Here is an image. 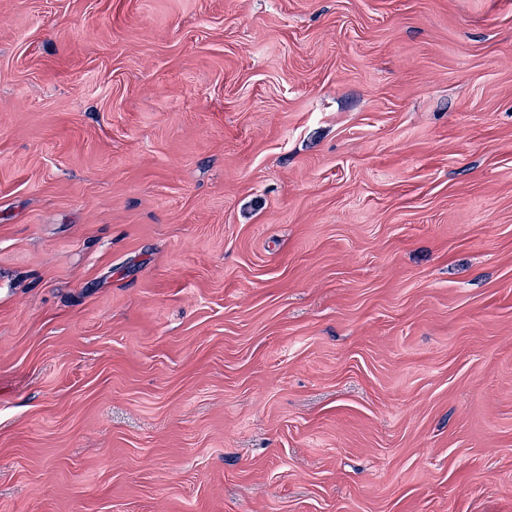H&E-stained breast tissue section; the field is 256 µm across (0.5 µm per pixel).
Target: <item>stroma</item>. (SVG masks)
<instances>
[{
  "mask_svg": "<svg viewBox=\"0 0 512 512\" xmlns=\"http://www.w3.org/2000/svg\"><path fill=\"white\" fill-rule=\"evenodd\" d=\"M0 512H512V0H0Z\"/></svg>",
  "mask_w": 512,
  "mask_h": 512,
  "instance_id": "35a3bbf8",
  "label": "stroma"
}]
</instances>
